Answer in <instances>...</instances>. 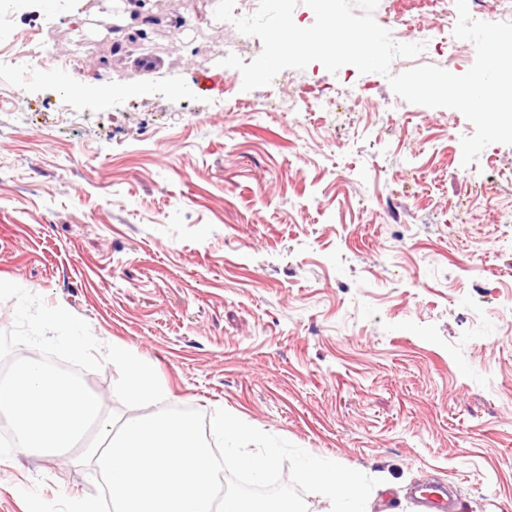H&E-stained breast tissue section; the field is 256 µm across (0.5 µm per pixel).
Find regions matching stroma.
<instances>
[{"instance_id":"35a3bbf8","label":"stroma","mask_w":512,"mask_h":512,"mask_svg":"<svg viewBox=\"0 0 512 512\" xmlns=\"http://www.w3.org/2000/svg\"><path fill=\"white\" fill-rule=\"evenodd\" d=\"M213 0H0V36L39 27L83 65L0 69V280L133 348L171 407L222 408L311 455L378 478L367 512H416L419 483L458 512H512V223L461 220L485 182L512 211V145L470 166L457 110L409 103L386 76L318 62L289 75L342 87L334 112L269 107L175 18ZM373 16L419 40L424 0ZM153 18L146 46L117 50ZM232 87L240 107L223 109ZM116 368L83 375L125 419ZM97 475L66 457L0 459V512L40 485L86 497Z\"/></svg>"}]
</instances>
